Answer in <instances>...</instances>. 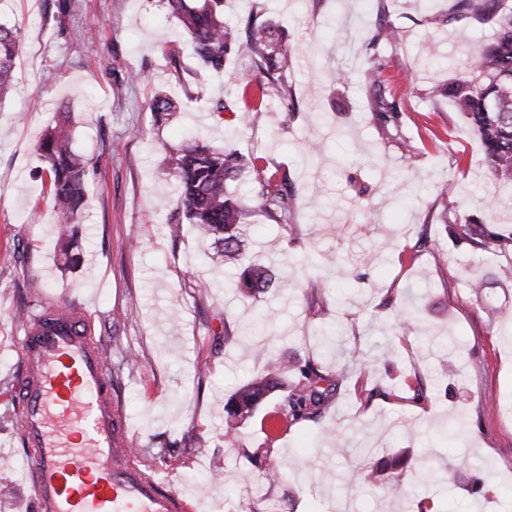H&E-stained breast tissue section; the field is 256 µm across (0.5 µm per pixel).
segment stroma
<instances>
[{
    "instance_id": "1",
    "label": "stroma",
    "mask_w": 512,
    "mask_h": 512,
    "mask_svg": "<svg viewBox=\"0 0 512 512\" xmlns=\"http://www.w3.org/2000/svg\"><path fill=\"white\" fill-rule=\"evenodd\" d=\"M454 0H225L224 19L267 11L291 49L295 105L270 101L258 117L215 114L237 102L235 77L191 53L166 0H0V22L19 28L15 87L0 97V512H30L17 486L19 309L72 300L109 351L112 394L145 472L198 499L199 512H512V246L473 250L453 234L469 219L512 236V189L489 171L479 139L431 83L459 76L494 23L453 16ZM389 20L399 39L384 54L408 67L402 134L380 139L365 110V41ZM140 73L128 82L129 73ZM344 83H337V74ZM162 93L181 104L155 117ZM70 117L88 161L87 195L71 254L56 245L59 214L46 190L38 143L57 113ZM227 145L287 171L295 194L287 227L258 208L244 219L249 252L213 260V239L180 224L169 155L190 141ZM178 223V222H177ZM432 247L416 249L420 236ZM272 262L281 285L237 294L242 267ZM267 321L261 339L244 333ZM334 331L325 368L345 379L325 415L288 423L268 401L235 446L224 443V402L261 374L258 344L307 358ZM427 384L418 402L407 379ZM270 447L281 478L250 461ZM428 459L434 476L397 497L366 484L372 463ZM493 476L474 490L475 464Z\"/></svg>"
}]
</instances>
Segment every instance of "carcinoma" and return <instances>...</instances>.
<instances>
[{
	"label": "carcinoma",
	"instance_id": "obj_1",
	"mask_svg": "<svg viewBox=\"0 0 512 512\" xmlns=\"http://www.w3.org/2000/svg\"><path fill=\"white\" fill-rule=\"evenodd\" d=\"M171 15L180 23L187 44L204 65L218 72L226 58L234 55L247 61L251 76L242 87L241 109L263 112L269 99L294 104L288 81V44L276 21L250 12L236 24L224 21V0H167ZM456 12L498 18L494 38L470 56L465 75L445 84H435L434 98H445L468 119L471 131L481 141L485 159L494 174L512 181V10L503 0H455ZM398 36L395 25L386 23L381 34L369 41L372 51L366 83L368 112L378 134L392 139L401 131L402 112L399 87L390 71L403 74L407 67L398 59L383 58L381 41ZM20 32L0 23V97L12 89ZM68 116L48 127L38 144L47 165L49 194L61 215L58 243L68 254L75 225L80 223L81 204L86 194L87 164L72 147ZM177 180V202L184 217L214 237L216 255L235 259L249 250L250 241L241 227L245 216L243 201L226 193L228 182L245 169L255 174L251 199L273 220L291 211L289 179L279 167L260 166L234 149H213L196 141L186 144L170 157ZM455 235L474 249H483L495 237L484 223L470 221L457 225ZM275 273L262 263L249 264L238 275L236 288L252 297L274 286ZM343 381V375L324 373L319 363L307 359L268 358L266 374L236 388L224 404V442L238 441L241 427L270 397L278 398L277 413L289 422L314 421L326 411ZM399 463L381 462L365 474L373 484H385L390 493L401 496L403 485L390 479L389 470Z\"/></svg>",
	"mask_w": 512,
	"mask_h": 512
}]
</instances>
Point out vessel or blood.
<instances>
[{
    "mask_svg": "<svg viewBox=\"0 0 512 512\" xmlns=\"http://www.w3.org/2000/svg\"><path fill=\"white\" fill-rule=\"evenodd\" d=\"M22 331L14 385L23 480L36 512H196L195 502L150 477L128 451L87 315L52 303Z\"/></svg>",
    "mask_w": 512,
    "mask_h": 512,
    "instance_id": "vessel-or-blood-1",
    "label": "vessel or blood"
}]
</instances>
